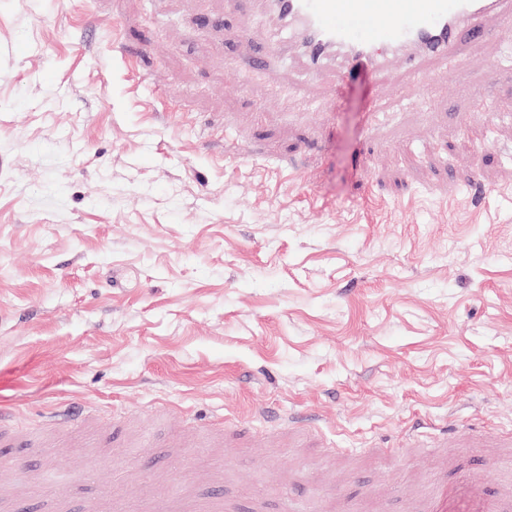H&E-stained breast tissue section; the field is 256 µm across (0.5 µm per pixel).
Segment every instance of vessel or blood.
Segmentation results:
<instances>
[{"label":"vessel or blood","mask_w":512,"mask_h":512,"mask_svg":"<svg viewBox=\"0 0 512 512\" xmlns=\"http://www.w3.org/2000/svg\"><path fill=\"white\" fill-rule=\"evenodd\" d=\"M284 25L295 27L294 44L272 43L265 54L241 67L255 73L273 58L302 56L312 72H320L336 53L345 66L384 68L391 60L413 61L412 76L423 82L435 78L425 68L428 60H450L460 42H482L493 32L484 23L496 14L503 25L512 24V0H264ZM484 424L435 429L413 422L400 453L409 455L425 437H432L431 452L457 437L478 438ZM480 512H512V490L480 497Z\"/></svg>","instance_id":"vessel-or-blood-1"}]
</instances>
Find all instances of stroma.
Listing matches in <instances>:
<instances>
[{"label": "stroma", "instance_id": "obj_1", "mask_svg": "<svg viewBox=\"0 0 512 512\" xmlns=\"http://www.w3.org/2000/svg\"><path fill=\"white\" fill-rule=\"evenodd\" d=\"M228 0H0V435L29 512H447L512 447L384 458L421 418L512 431V27L431 85L245 77ZM321 415L307 440L257 417ZM70 406L79 430L44 425ZM244 422L234 442L180 418ZM147 449V472L128 458ZM72 474L63 502L42 475Z\"/></svg>", "mask_w": 512, "mask_h": 512}]
</instances>
